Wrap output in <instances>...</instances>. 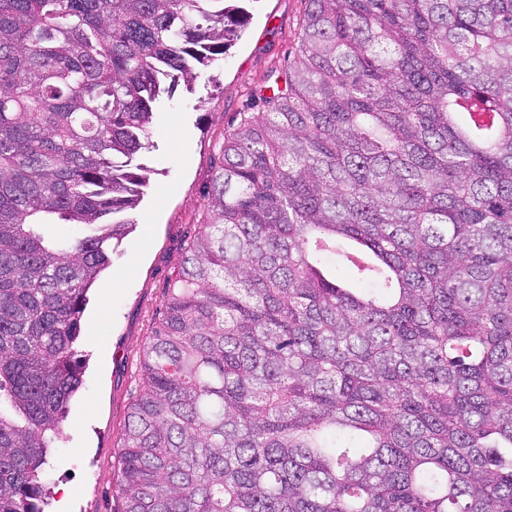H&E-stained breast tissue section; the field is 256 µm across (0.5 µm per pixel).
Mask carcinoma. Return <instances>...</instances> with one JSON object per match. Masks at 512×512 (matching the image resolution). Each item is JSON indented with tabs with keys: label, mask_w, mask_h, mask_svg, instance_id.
Segmentation results:
<instances>
[{
	"label": "carcinoma",
	"mask_w": 512,
	"mask_h": 512,
	"mask_svg": "<svg viewBox=\"0 0 512 512\" xmlns=\"http://www.w3.org/2000/svg\"><path fill=\"white\" fill-rule=\"evenodd\" d=\"M240 23L0 0V512H45L154 106ZM252 96L142 345L118 512H512V0H308Z\"/></svg>",
	"instance_id": "cac0c4a2"
}]
</instances>
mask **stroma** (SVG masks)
<instances>
[{
	"label": "stroma",
	"instance_id": "obj_1",
	"mask_svg": "<svg viewBox=\"0 0 512 512\" xmlns=\"http://www.w3.org/2000/svg\"><path fill=\"white\" fill-rule=\"evenodd\" d=\"M248 22L235 44L191 85L156 105L149 184L137 226L89 292L77 344L83 385L69 402L47 471L50 512H116V445L138 385L139 351L159 312L182 248L202 222L203 195L219 162V142L245 112L251 92L292 61L307 0H227Z\"/></svg>",
	"mask_w": 512,
	"mask_h": 512
}]
</instances>
